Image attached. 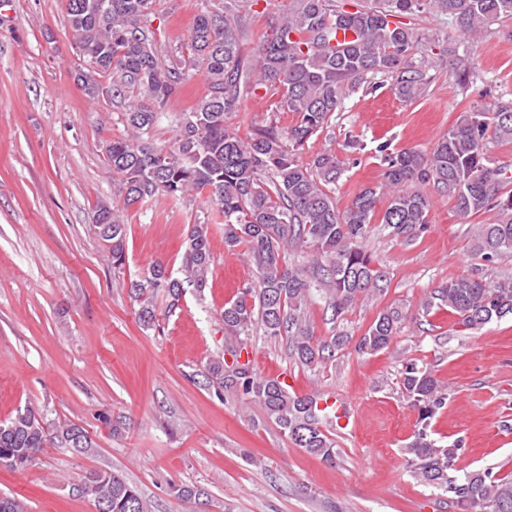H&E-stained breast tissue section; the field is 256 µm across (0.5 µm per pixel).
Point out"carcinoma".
<instances>
[{
    "instance_id": "1",
    "label": "carcinoma",
    "mask_w": 512,
    "mask_h": 512,
    "mask_svg": "<svg viewBox=\"0 0 512 512\" xmlns=\"http://www.w3.org/2000/svg\"><path fill=\"white\" fill-rule=\"evenodd\" d=\"M156 2L67 0L66 5L80 61L99 65L97 77L78 75L77 82L89 99L110 101L122 116L125 133L105 145L118 196L128 209L160 196L179 204L205 191L221 207L224 246L246 247L257 279L224 304V333L235 339L226 348L232 363L216 356L202 376L219 394L260 404L293 445L332 463L336 448L324 432L328 416L318 407L320 398L290 394L279 378L261 377L250 363L240 362L241 353L259 330L286 339L291 358L309 369L333 358L348 337L316 336L309 306L324 302L335 322L361 297L384 292L387 280L378 275L380 265L364 250L363 239L381 201V223L389 234L414 237L429 223L432 202L420 189L423 184L446 194L463 220L497 211L494 221L473 225L471 248L488 261L511 256L512 176L490 161L487 145L512 141V100L461 113L428 152L395 153L379 146L383 180L360 190L342 210L334 197L344 174L336 153L323 151L306 162L298 151L328 128L361 85L388 84L403 102L426 93L430 62L416 55L430 38L415 27V17L445 15L461 33L480 39L491 26L512 19V0H287L254 50L247 49L245 17L259 0H198L185 46L160 40ZM339 32L345 38L338 39ZM471 68L469 59H457L455 79L468 85ZM199 71L205 92L180 116L175 141L155 145L151 133L165 106ZM255 96L275 99L276 111L294 113L295 122L239 135L230 120L244 99ZM94 216L104 219L95 229L112 254L113 269L120 271L127 233L120 211L100 200ZM290 251L301 257L312 253L315 262L308 270L293 265L286 260ZM212 264L209 224L199 220L189 230L178 273L157 261L130 281L140 324L148 328L157 321L158 296L165 297L171 313L180 307L185 286L204 290ZM443 308L463 330H478L512 315V280L451 279L421 303L424 315ZM405 317L398 306L381 311L356 350L372 355L386 348ZM402 388L419 414L406 448L412 475L448 493L459 512H512L511 476L489 470L450 475L461 446H441L430 438L431 420L446 405L447 393L428 365L408 362ZM49 445L81 455L96 448L82 426L50 425L33 409L0 423L1 466L23 470ZM69 493L92 498L106 512H151L139 490L114 470L87 473Z\"/></svg>"
}]
</instances>
